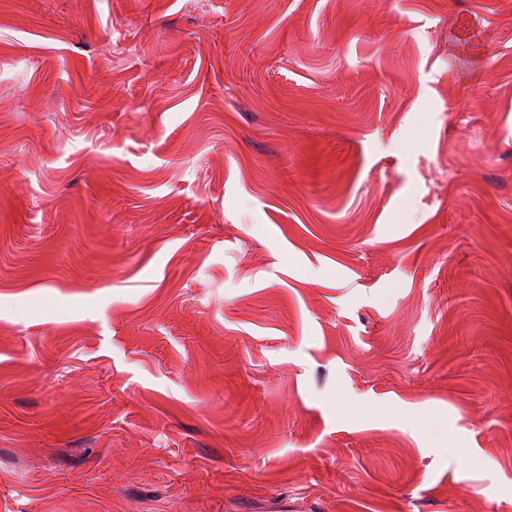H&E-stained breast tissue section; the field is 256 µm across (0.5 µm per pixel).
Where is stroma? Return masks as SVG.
Returning <instances> with one entry per match:
<instances>
[{
    "mask_svg": "<svg viewBox=\"0 0 512 512\" xmlns=\"http://www.w3.org/2000/svg\"><path fill=\"white\" fill-rule=\"evenodd\" d=\"M0 512H512V0H0Z\"/></svg>",
    "mask_w": 512,
    "mask_h": 512,
    "instance_id": "35a3bbf8",
    "label": "stroma"
}]
</instances>
